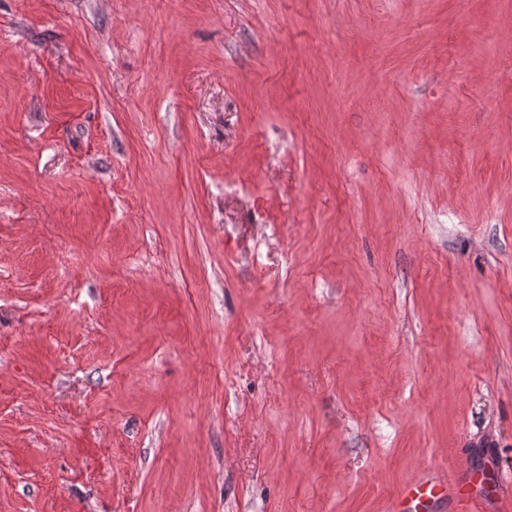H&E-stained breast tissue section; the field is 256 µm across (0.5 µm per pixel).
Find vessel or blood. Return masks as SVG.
I'll list each match as a JSON object with an SVG mask.
<instances>
[{
  "label": "vessel or blood",
  "instance_id": "obj_1",
  "mask_svg": "<svg viewBox=\"0 0 512 512\" xmlns=\"http://www.w3.org/2000/svg\"><path fill=\"white\" fill-rule=\"evenodd\" d=\"M482 479L471 480L462 487L447 477L424 476L405 485L392 502V512H418L426 501L456 497L462 502L461 512H479L483 502Z\"/></svg>",
  "mask_w": 512,
  "mask_h": 512
}]
</instances>
